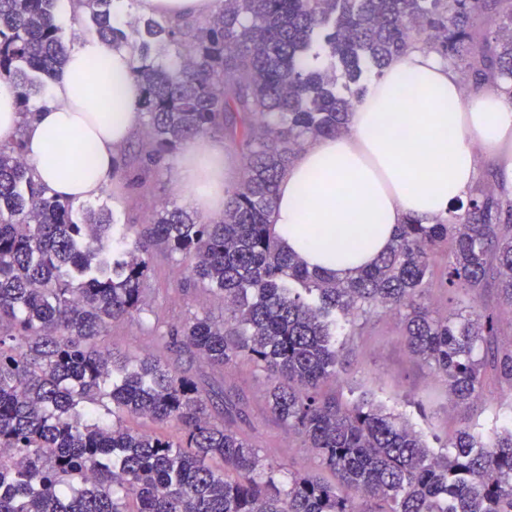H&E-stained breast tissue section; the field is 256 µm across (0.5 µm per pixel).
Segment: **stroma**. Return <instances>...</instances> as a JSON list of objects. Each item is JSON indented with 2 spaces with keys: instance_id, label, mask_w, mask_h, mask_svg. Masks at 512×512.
I'll use <instances>...</instances> for the list:
<instances>
[{
  "instance_id": "stroma-1",
  "label": "stroma",
  "mask_w": 512,
  "mask_h": 512,
  "mask_svg": "<svg viewBox=\"0 0 512 512\" xmlns=\"http://www.w3.org/2000/svg\"><path fill=\"white\" fill-rule=\"evenodd\" d=\"M143 142V129H136L117 151L121 165L111 184L92 200L93 206L111 210L120 224L149 223L162 203L185 202L176 162L147 172L141 185L131 184L130 171L145 163ZM150 288L145 311L138 318L114 325L104 339L105 345L128 356L154 353L177 368L189 370L218 405L240 410L237 424L257 447L267 450L289 469H318V459L269 414L265 402L268 383L263 370L245 365L227 376L213 371L204 360L159 348L152 340L148 324L154 315L177 323L205 310L220 320L224 317L223 306L207 300L194 282L186 280L176 260L161 249L154 256ZM402 321L399 313L380 311L366 319L343 323L338 337L344 345L343 375L340 381L327 383L326 391L347 397L368 394L402 413L438 451L446 448L455 429L465 420L483 439L493 437L504 421L512 418V389L489 384L481 401L469 413H462L451 403L445 382L429 364L409 354Z\"/></svg>"
}]
</instances>
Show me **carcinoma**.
<instances>
[{"label":"carcinoma","instance_id":"1","mask_svg":"<svg viewBox=\"0 0 512 512\" xmlns=\"http://www.w3.org/2000/svg\"><path fill=\"white\" fill-rule=\"evenodd\" d=\"M113 0H83L101 40L121 41L142 87L147 161L221 132L238 141L244 180L200 222L164 205L140 229L62 201L38 182L21 140L0 143V512H512V424L488 442L463 422L436 452L368 395L322 392L340 377L336 315L406 311L410 351L464 410L489 379L512 387V350L491 308L460 320L425 303L432 286L475 301L493 286L512 307V199L479 187L464 214L401 225L374 265L346 279L306 268L270 224L279 182L311 139L347 129L357 83L424 43L479 83L512 82V0H216L190 27L112 23ZM58 0H0V80L20 89L23 122L63 65ZM496 16L497 36L478 38ZM163 38L157 63L150 40ZM224 303V320L154 318L159 346L230 372H267L270 414L319 459L292 471L220 416L188 371L99 345L144 310L157 249ZM448 256L434 281L439 254ZM129 418L175 425L173 440ZM328 471L332 479L323 472Z\"/></svg>","mask_w":512,"mask_h":512}]
</instances>
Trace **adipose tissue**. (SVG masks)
I'll return each instance as SVG.
<instances>
[{"instance_id":"ef3b65f1","label":"adipose tissue","mask_w":512,"mask_h":512,"mask_svg":"<svg viewBox=\"0 0 512 512\" xmlns=\"http://www.w3.org/2000/svg\"><path fill=\"white\" fill-rule=\"evenodd\" d=\"M97 60L107 69L96 70ZM132 62L126 46L78 40L25 127L16 85L0 80V142L22 135L36 179L62 199L95 197L140 121ZM484 157L512 196V96L463 94L456 70L413 46L371 80L345 132L309 141L291 163L271 215L275 234L309 269L353 276L388 249L400 224L447 215L478 182ZM178 175L204 221L223 211L236 184L223 147L206 141L182 148Z\"/></svg>"}]
</instances>
